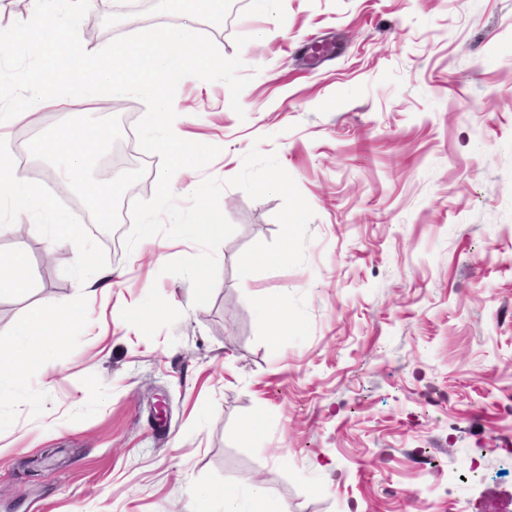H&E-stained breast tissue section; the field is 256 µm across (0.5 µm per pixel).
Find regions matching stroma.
Segmentation results:
<instances>
[{
	"label": "stroma",
	"mask_w": 512,
	"mask_h": 512,
	"mask_svg": "<svg viewBox=\"0 0 512 512\" xmlns=\"http://www.w3.org/2000/svg\"><path fill=\"white\" fill-rule=\"evenodd\" d=\"M155 3L88 11L84 49L182 23ZM281 14L233 0L199 23L244 63L243 115L225 83L194 77L173 106L189 141L221 149L195 182L276 154L315 212L305 265L241 287L238 259L276 238L282 200L233 187L204 306L153 247L95 232L80 196L55 204L111 292L82 288L77 254L37 228L0 236L32 284L28 301L0 295V349L46 297L96 326L0 392V512H212L246 479L272 512H512V0H282ZM145 111L130 95L74 107L134 154L125 128ZM60 117L0 139L49 195L52 166L25 147Z\"/></svg>",
	"instance_id": "stroma-1"
}]
</instances>
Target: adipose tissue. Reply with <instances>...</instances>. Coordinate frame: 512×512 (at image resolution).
<instances>
[{
  "mask_svg": "<svg viewBox=\"0 0 512 512\" xmlns=\"http://www.w3.org/2000/svg\"><path fill=\"white\" fill-rule=\"evenodd\" d=\"M111 137V131L105 127L81 125L66 115L28 145L33 157L57 164L60 187L83 196L98 224L111 223L116 200L124 188L125 178L121 175L105 183L89 177L94 157ZM18 212L52 241L71 245L79 257L80 270L91 268L92 243L79 235L68 214L59 210L50 196L33 186L20 168L4 159L0 161V236L15 231L12 217ZM30 284L27 253L20 248L1 251L0 293L24 300L30 294ZM80 319L75 308L49 298L33 306L15 328L16 339L10 354H0V385L24 387L27 372L49 352L62 349Z\"/></svg>",
  "mask_w": 512,
  "mask_h": 512,
  "instance_id": "adipose-tissue-1",
  "label": "adipose tissue"
}]
</instances>
